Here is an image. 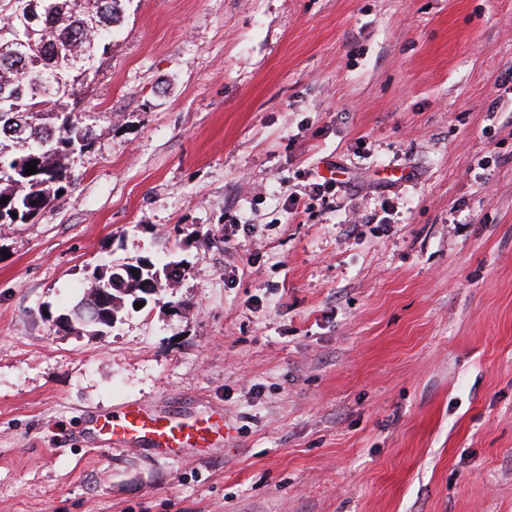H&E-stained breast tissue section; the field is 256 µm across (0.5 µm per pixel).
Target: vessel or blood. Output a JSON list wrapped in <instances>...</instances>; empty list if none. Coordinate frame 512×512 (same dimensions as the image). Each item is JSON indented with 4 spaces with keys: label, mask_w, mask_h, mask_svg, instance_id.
Returning a JSON list of instances; mask_svg holds the SVG:
<instances>
[{
    "label": "vessel or blood",
    "mask_w": 512,
    "mask_h": 512,
    "mask_svg": "<svg viewBox=\"0 0 512 512\" xmlns=\"http://www.w3.org/2000/svg\"><path fill=\"white\" fill-rule=\"evenodd\" d=\"M91 427L95 436L112 446L175 456L223 436L224 416L217 411L187 414L130 404L112 415L92 419Z\"/></svg>",
    "instance_id": "obj_1"
}]
</instances>
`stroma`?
Returning <instances> with one entry per match:
<instances>
[{"instance_id": "1", "label": "stroma", "mask_w": 512, "mask_h": 512, "mask_svg": "<svg viewBox=\"0 0 512 512\" xmlns=\"http://www.w3.org/2000/svg\"><path fill=\"white\" fill-rule=\"evenodd\" d=\"M124 9L70 184L0 226V512H512V0ZM141 257L178 285L55 326ZM126 402L227 437L93 445ZM311 175V172L304 174L303 178H306V180L302 181L305 183L302 185L303 192H299L297 189L294 191H290L289 189L288 191H284L286 194L285 204L288 206V214L297 216V214L300 213L303 195L314 198L325 197L327 194L335 193L337 186L335 178L319 182L315 178H311ZM293 197H296V200H293ZM131 268L141 271L139 277L133 276ZM162 275L168 286H174L178 283L181 273L177 268V263L167 262L161 264L146 258L136 261V263H111L105 271L104 268L96 266L87 278V291H84L82 298L78 301L82 300L81 303L74 306L70 314L57 316L56 324L59 327H67L71 326L74 320L96 328H112V325L118 321L126 298L134 297V295L141 293L142 281L145 279L153 280L155 283L154 289L157 290ZM99 295L102 296L99 319L79 318L76 310L81 307L86 299ZM59 317H66L68 321L62 324Z\"/></svg>"}]
</instances>
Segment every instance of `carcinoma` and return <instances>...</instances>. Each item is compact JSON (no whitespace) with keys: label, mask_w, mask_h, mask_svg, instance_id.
Masks as SVG:
<instances>
[{"label":"carcinoma","mask_w":512,"mask_h":512,"mask_svg":"<svg viewBox=\"0 0 512 512\" xmlns=\"http://www.w3.org/2000/svg\"><path fill=\"white\" fill-rule=\"evenodd\" d=\"M123 0H0V225L23 224L59 198L76 154L93 141V128L78 120L79 85L108 53L112 31L123 18ZM36 173L26 174L28 164ZM16 216H11V213ZM141 271L133 276L131 269ZM177 263L150 259L96 267L82 299L102 296L97 320L68 322L110 328L125 300L142 291V281L173 286Z\"/></svg>","instance_id":"obj_1"}]
</instances>
